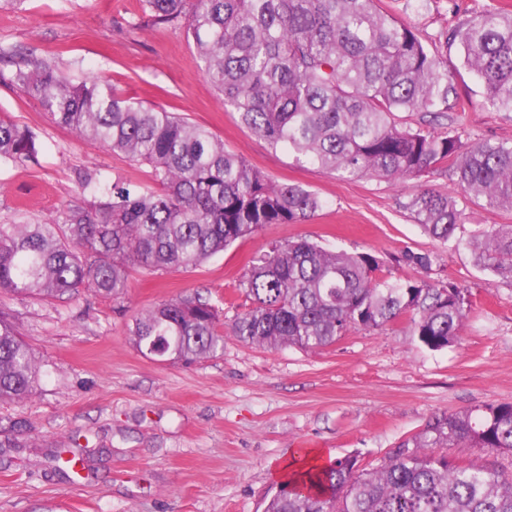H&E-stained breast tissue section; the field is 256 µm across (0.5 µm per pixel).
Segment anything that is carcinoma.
<instances>
[{
  "mask_svg": "<svg viewBox=\"0 0 512 512\" xmlns=\"http://www.w3.org/2000/svg\"><path fill=\"white\" fill-rule=\"evenodd\" d=\"M376 0H142L153 24L185 20L204 73L240 122L274 150L349 178L403 184L448 172L464 194L512 209V142L465 141L454 130L414 129L401 112L461 106L439 52ZM485 104L512 113V13L487 8L448 32ZM13 82L50 119L102 149L151 167L157 191L120 181L31 224H0V293L61 298L91 289L120 298L130 272L196 268L267 224L303 223L324 201L279 183L225 150L208 128L122 98L97 78L74 81L29 59ZM26 127L0 118V165L34 159ZM405 208L424 233L470 251L482 270L512 277V224H466L459 200L430 189ZM230 333L256 347L320 349L355 330L381 331L402 315L431 351L460 340L470 301L456 285L383 274L371 253L329 250L307 238L256 258L237 287ZM139 351L190 364L224 350V320L199 295L163 300L137 316ZM35 356L0 309V402L32 393ZM512 456V402L443 413L369 472L344 458L279 483L264 512H512V473L458 467V444ZM88 454L61 470L78 475Z\"/></svg>",
  "mask_w": 512,
  "mask_h": 512,
  "instance_id": "1",
  "label": "carcinoma"
}]
</instances>
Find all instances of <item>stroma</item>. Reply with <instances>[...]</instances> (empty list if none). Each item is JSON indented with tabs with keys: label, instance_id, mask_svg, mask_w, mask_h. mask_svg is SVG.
<instances>
[{
	"label": "stroma",
	"instance_id": "stroma-1",
	"mask_svg": "<svg viewBox=\"0 0 512 512\" xmlns=\"http://www.w3.org/2000/svg\"><path fill=\"white\" fill-rule=\"evenodd\" d=\"M377 5L437 45L465 103L436 120L413 112L406 121L471 141H512V113L485 106L459 46L445 42L466 13L512 12V0ZM0 48L34 52L74 78L97 77L120 96L179 113L275 181L303 185L325 202L305 223L265 225L197 268L133 272L118 299L88 290L57 300L0 294L35 354L31 396L0 403V512H264L277 471L298 448L351 456L369 471L435 415L512 402V279L425 235L403 206L416 188L458 194L449 174L401 185L342 179L271 149L225 107L184 23L150 24L141 0H8L0 4ZM12 71L0 62V116L32 130L40 150L35 160L0 167V224L14 223L19 208L36 223L79 201L84 173L99 188L118 180L153 189L150 166L52 123L12 83ZM301 236L374 254L396 277L466 288L460 341L428 350L402 317L314 351L248 347L228 335L222 353L191 365L145 357L133 345V319L179 294L200 295L232 319L224 298L249 262ZM407 252L430 255L431 267L401 264ZM85 447L93 451L87 469L62 476L61 460Z\"/></svg>",
	"mask_w": 512,
	"mask_h": 512
}]
</instances>
